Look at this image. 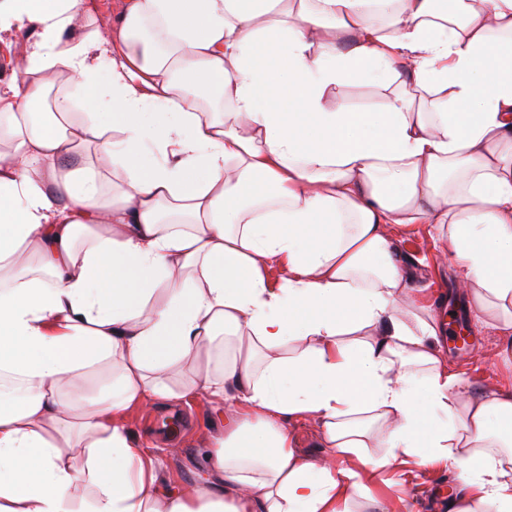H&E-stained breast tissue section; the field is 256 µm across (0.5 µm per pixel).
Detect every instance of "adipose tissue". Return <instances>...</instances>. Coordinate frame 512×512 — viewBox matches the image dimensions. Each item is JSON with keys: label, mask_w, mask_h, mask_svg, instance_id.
<instances>
[{"label": "adipose tissue", "mask_w": 512, "mask_h": 512, "mask_svg": "<svg viewBox=\"0 0 512 512\" xmlns=\"http://www.w3.org/2000/svg\"><path fill=\"white\" fill-rule=\"evenodd\" d=\"M88 10L0 0V512H78L81 483L85 512H342L409 459L459 471L448 512H512V387L464 396L393 237L436 225L512 334V0H121L71 41ZM368 66L375 112L340 95ZM181 374L229 405L189 481L125 424ZM92 5V9L80 19L72 32L74 38L85 39L118 21V0H94ZM289 429L296 441L298 451L304 456L318 459L327 452L326 448H322V427L318 422L290 423Z\"/></svg>", "instance_id": "1"}]
</instances>
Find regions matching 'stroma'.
I'll return each mask as SVG.
<instances>
[{"instance_id": "1", "label": "stroma", "mask_w": 512, "mask_h": 512, "mask_svg": "<svg viewBox=\"0 0 512 512\" xmlns=\"http://www.w3.org/2000/svg\"><path fill=\"white\" fill-rule=\"evenodd\" d=\"M434 236L432 225L414 224L399 230L398 245L408 264L411 287L423 289L433 299L447 292L450 303L436 306L437 317L457 328L468 327L475 336L463 351L443 340L449 364L460 375L464 389L473 394L512 384L504 337L497 329L475 323L468 298L455 287L461 266L454 255L437 248ZM125 421L139 444L162 457L168 470L185 475L201 463L203 444L223 434L224 403L185 399L162 409L150 405L128 411ZM458 482L457 471L441 464L384 467L362 475L358 489L349 494L347 506L350 512H364L372 495L381 499L387 512H441L440 488L451 490Z\"/></svg>"}]
</instances>
